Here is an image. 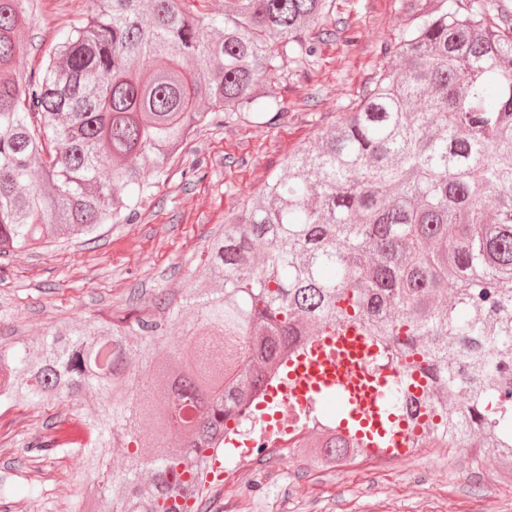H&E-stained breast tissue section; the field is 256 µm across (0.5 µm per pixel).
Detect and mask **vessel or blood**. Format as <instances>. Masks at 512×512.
Here are the masks:
<instances>
[{
	"label": "vessel or blood",
	"instance_id": "vessel-or-blood-1",
	"mask_svg": "<svg viewBox=\"0 0 512 512\" xmlns=\"http://www.w3.org/2000/svg\"><path fill=\"white\" fill-rule=\"evenodd\" d=\"M373 354L365 337L345 328L288 361L286 376L297 396L335 404L344 415V430L368 439L372 454L396 460L409 450L408 435L386 409L387 374L365 368Z\"/></svg>",
	"mask_w": 512,
	"mask_h": 512
}]
</instances>
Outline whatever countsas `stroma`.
<instances>
[{
	"mask_svg": "<svg viewBox=\"0 0 512 512\" xmlns=\"http://www.w3.org/2000/svg\"><path fill=\"white\" fill-rule=\"evenodd\" d=\"M87 0H37L33 41L17 60L38 70L58 32ZM347 31L321 43L310 62L271 72L287 103L282 113L246 114L200 129L167 165L155 196L130 224H105L93 240L0 257V347L44 335L52 325L148 304L160 289L196 285L197 255L229 209L254 195L288 152L335 121L384 66L380 43L409 21L404 0H336ZM204 164L188 175L193 158ZM67 402L0 407V477L15 512H69L81 463L74 453H28L72 421ZM477 449L418 448L389 464L304 466L296 451L249 465L234 484L210 490L203 512H512V480ZM39 498H32V488Z\"/></svg>",
	"mask_w": 512,
	"mask_h": 512,
	"instance_id": "obj_1",
	"label": "stroma"
}]
</instances>
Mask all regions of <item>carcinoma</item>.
I'll list each match as a JSON object with an SVG mask.
<instances>
[{"label":"carcinoma","instance_id":"1","mask_svg":"<svg viewBox=\"0 0 512 512\" xmlns=\"http://www.w3.org/2000/svg\"><path fill=\"white\" fill-rule=\"evenodd\" d=\"M333 0H91L39 72L34 0H0V256L130 221L192 133L286 111L266 74L346 25ZM411 22L314 141L229 211L199 287L0 348V402L71 403L93 484L71 512H201L226 422L317 336L353 325L398 368L412 448H479L512 480V22L497 0H406ZM184 340L160 356L173 326ZM329 469L339 429L297 444Z\"/></svg>","mask_w":512,"mask_h":512}]
</instances>
